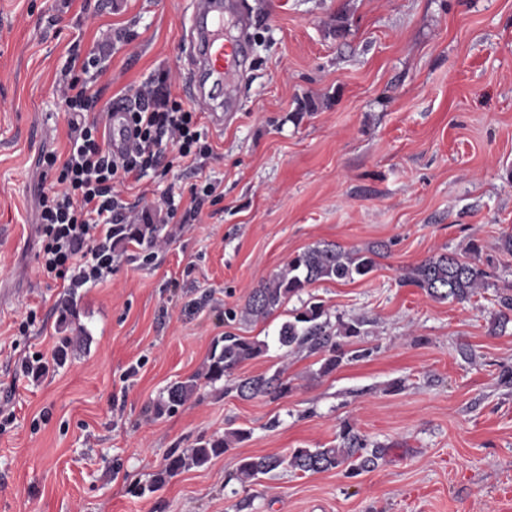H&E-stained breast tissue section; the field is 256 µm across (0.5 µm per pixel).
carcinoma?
<instances>
[{
	"label": "carcinoma",
	"mask_w": 512,
	"mask_h": 512,
	"mask_svg": "<svg viewBox=\"0 0 512 512\" xmlns=\"http://www.w3.org/2000/svg\"><path fill=\"white\" fill-rule=\"evenodd\" d=\"M474 261H462L448 253L431 257L412 267L403 278L406 284L414 285L435 300L448 298L458 301L470 299L477 290L487 286L489 273L477 261L478 247H473ZM379 250L346 251L334 243H319L295 256L278 272L263 280L247 297L240 311H228L230 319L243 321L264 320L282 308L288 301L298 297L308 285L318 281H353L362 279L374 271ZM363 322L354 319L348 322L331 323L324 305L308 301L293 311L277 331V342L285 352L307 349L323 354L319 373L327 374L343 361L346 352L336 337L362 335ZM268 344L264 341L224 334L212 348L206 377L216 382L233 374L242 364L264 356ZM198 388V378L192 376L173 383L167 390V400L157 406L158 411L181 405L190 399ZM231 390L237 396L249 400L258 397H281L288 394L290 385L283 373L245 376L235 381ZM251 431L233 429L224 436L197 442L173 456L164 469V475L173 476L181 471L206 466L212 458L223 454L232 445L249 439ZM341 444L333 448H296L289 456H249L239 461L236 479L242 484H252L265 477H273L277 471L290 468L296 472H321L347 466L350 473L358 474L375 465L376 454L367 452L365 438L349 425L340 434Z\"/></svg>",
	"instance_id": "carcinoma-1"
}]
</instances>
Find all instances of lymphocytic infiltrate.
Wrapping results in <instances>:
<instances>
[{
    "instance_id": "1",
    "label": "lymphocytic infiltrate",
    "mask_w": 512,
    "mask_h": 512,
    "mask_svg": "<svg viewBox=\"0 0 512 512\" xmlns=\"http://www.w3.org/2000/svg\"><path fill=\"white\" fill-rule=\"evenodd\" d=\"M99 100V92L78 77L66 79L62 101L69 149L63 155L45 154L40 173V267L73 291L110 277L116 238L126 225L152 219V204L121 199L119 188L128 178L160 164L171 149L196 166L213 154L195 106L172 99L160 82L138 89L127 102L131 144L122 155H113Z\"/></svg>"
}]
</instances>
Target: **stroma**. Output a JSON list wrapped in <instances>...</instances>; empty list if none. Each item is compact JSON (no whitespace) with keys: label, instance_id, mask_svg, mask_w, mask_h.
I'll use <instances>...</instances> for the list:
<instances>
[{"label":"stroma","instance_id":"obj_1","mask_svg":"<svg viewBox=\"0 0 512 512\" xmlns=\"http://www.w3.org/2000/svg\"><path fill=\"white\" fill-rule=\"evenodd\" d=\"M251 20L233 102L210 89L199 122L215 150L196 169H151L121 189L188 204L221 192L201 222L160 225L163 248L125 244L110 280L69 296L39 276L37 160L64 151L56 81L112 27L102 102L172 78L183 98L192 0H0V512H512V0H232ZM225 112L223 129L211 111ZM324 242L380 246L375 270L320 281L272 317L230 319L289 258ZM491 259L487 288L438 301L400 278L443 253ZM331 322L362 320L346 356L284 353L275 335L303 302ZM26 333H19L21 322ZM267 341L243 377L284 370V397L244 400L231 378L205 381L224 333ZM69 338L71 352L55 350ZM42 353L40 377L15 374ZM199 377L173 411L155 404ZM351 425L382 455L241 485V458L339 444ZM234 428L250 439L156 484L170 455ZM216 192L217 187L212 182L205 181L200 185L193 186L190 190L189 206L186 209V215L182 223L192 224L188 222V219L196 221L201 212L204 201L208 198H213V200H215L219 197V194H216Z\"/></svg>","mask_w":512,"mask_h":512}]
</instances>
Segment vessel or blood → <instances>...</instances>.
Wrapping results in <instances>:
<instances>
[{"label": "vessel or blood", "instance_id": "b4317fda", "mask_svg": "<svg viewBox=\"0 0 512 512\" xmlns=\"http://www.w3.org/2000/svg\"><path fill=\"white\" fill-rule=\"evenodd\" d=\"M189 37L188 51L194 64L219 80L237 74L244 48L224 39V0H196Z\"/></svg>", "mask_w": 512, "mask_h": 512}]
</instances>
